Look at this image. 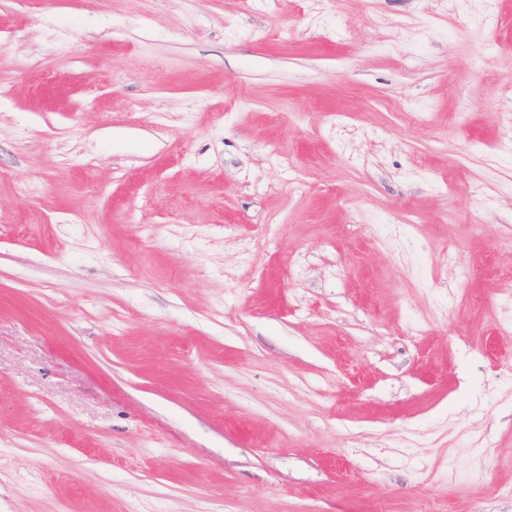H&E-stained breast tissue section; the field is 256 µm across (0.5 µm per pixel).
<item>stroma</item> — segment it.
<instances>
[{"instance_id": "obj_1", "label": "stroma", "mask_w": 512, "mask_h": 512, "mask_svg": "<svg viewBox=\"0 0 512 512\" xmlns=\"http://www.w3.org/2000/svg\"><path fill=\"white\" fill-rule=\"evenodd\" d=\"M512 0H0V512H512Z\"/></svg>"}]
</instances>
